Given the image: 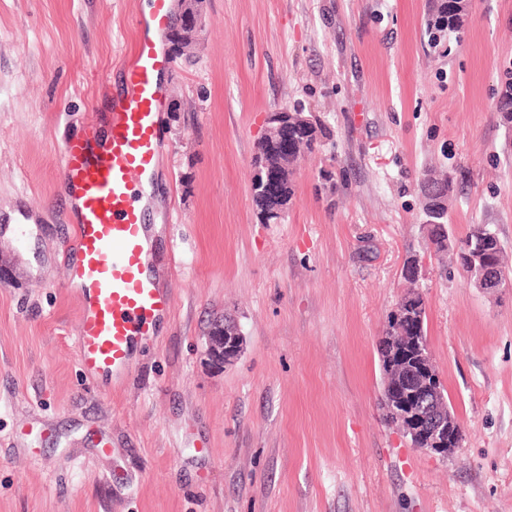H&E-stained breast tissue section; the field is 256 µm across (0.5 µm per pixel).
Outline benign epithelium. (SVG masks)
<instances>
[{
	"mask_svg": "<svg viewBox=\"0 0 512 512\" xmlns=\"http://www.w3.org/2000/svg\"><path fill=\"white\" fill-rule=\"evenodd\" d=\"M179 17L182 18V31L177 46L181 49L190 46L199 28L200 0H178ZM291 111L283 108L271 112L266 117V142L277 146L280 161L298 163L295 127L288 119ZM493 236L487 232L482 238L469 241L465 257L470 281L477 288L496 292L508 286L505 271L489 257L485 248L486 238ZM420 307L411 302L408 296L399 303L403 317L396 318L390 330L391 350L383 362L384 387L397 389L400 384L407 386L406 395L398 402L394 413L399 417L403 433L437 453L448 452V419L451 414L444 407L441 380L435 369L432 354L426 345L415 342L408 335L407 321L415 317ZM242 337L238 336L235 324L228 319L212 322L207 333L206 356L210 364L224 367L240 353Z\"/></svg>",
	"mask_w": 512,
	"mask_h": 512,
	"instance_id": "7a95c632",
	"label": "benign epithelium"
}]
</instances>
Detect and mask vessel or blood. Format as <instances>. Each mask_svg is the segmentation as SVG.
<instances>
[{
	"label": "vessel or blood",
	"instance_id": "vessel-or-blood-1",
	"mask_svg": "<svg viewBox=\"0 0 512 512\" xmlns=\"http://www.w3.org/2000/svg\"><path fill=\"white\" fill-rule=\"evenodd\" d=\"M172 9L173 0H151L150 11L137 16L106 126H85L63 144L61 186L77 203L71 217L77 260L68 279L80 285L78 359L91 373L127 371L135 342L153 336L172 309L149 272V226L140 205L143 178L164 151L161 77L172 61L163 40Z\"/></svg>",
	"mask_w": 512,
	"mask_h": 512
}]
</instances>
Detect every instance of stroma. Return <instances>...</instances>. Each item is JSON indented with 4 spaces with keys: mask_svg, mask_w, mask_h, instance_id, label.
<instances>
[{
    "mask_svg": "<svg viewBox=\"0 0 512 512\" xmlns=\"http://www.w3.org/2000/svg\"><path fill=\"white\" fill-rule=\"evenodd\" d=\"M429 0H202L165 74L151 218L173 299L122 378L78 363L62 143L94 117L141 0H0V512H512V288L426 245L420 181L447 172L452 238L496 230L512 278V0H470L428 43ZM318 117L280 222L253 160L267 113ZM335 174L333 195L319 185ZM419 281L463 436L414 447L385 418L379 344ZM231 315L241 355H205Z\"/></svg>",
    "mask_w": 512,
    "mask_h": 512,
    "instance_id": "1",
    "label": "stroma"
}]
</instances>
